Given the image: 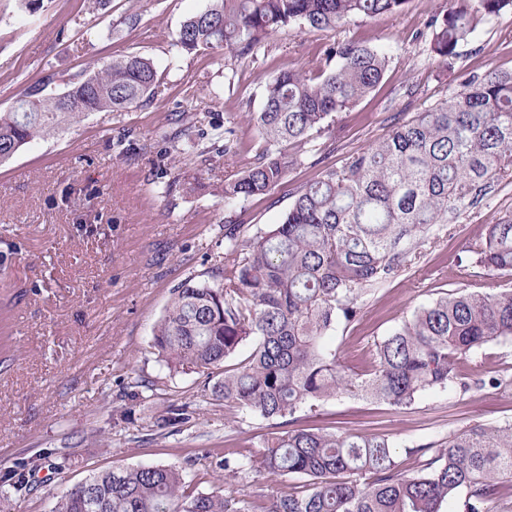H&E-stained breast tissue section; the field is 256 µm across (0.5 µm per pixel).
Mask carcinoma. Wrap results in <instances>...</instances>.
Segmentation results:
<instances>
[{
	"mask_svg": "<svg viewBox=\"0 0 512 512\" xmlns=\"http://www.w3.org/2000/svg\"><path fill=\"white\" fill-rule=\"evenodd\" d=\"M408 0H210L187 18L172 46L179 53L250 54L260 40L290 26L334 29L355 18L401 11ZM512 0H456L434 17L432 52L444 59L469 41L473 13L497 16ZM336 65L316 78L280 70L267 81L253 116L267 148L261 161L224 182V203L264 194L284 178L285 147L330 128L383 79L388 56L339 43ZM158 72L145 57L124 56L66 82L54 97L33 86L0 112V162L27 144L63 131L91 112L117 111L149 99ZM512 176V72L473 74L450 98L394 127L383 140L350 155L305 186L278 224L244 240L224 233V280L185 282L153 332L168 366L205 373L211 396L272 422L258 442L224 454V471L245 479L264 473L279 485L254 498L223 490L184 492L176 465L119 467L91 475L58 497L53 512H493L512 495V424L474 423L446 441L404 448L380 433L294 429L296 414L340 395L401 409L431 390L468 392L488 380L464 363L491 343H512V288L487 293L486 275L512 279V220L485 225L463 268L471 288L417 307L375 343L367 369L342 364L324 336L362 314V298L421 257L432 229L451 237L458 216L478 207ZM251 351L236 356L245 346ZM39 459L0 476L16 493Z\"/></svg>",
	"mask_w": 512,
	"mask_h": 512,
	"instance_id": "1",
	"label": "carcinoma"
}]
</instances>
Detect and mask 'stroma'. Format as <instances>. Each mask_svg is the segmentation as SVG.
Returning a JSON list of instances; mask_svg holds the SVG:
<instances>
[{
    "instance_id": "1",
    "label": "stroma",
    "mask_w": 512,
    "mask_h": 512,
    "mask_svg": "<svg viewBox=\"0 0 512 512\" xmlns=\"http://www.w3.org/2000/svg\"><path fill=\"white\" fill-rule=\"evenodd\" d=\"M209 0H40L36 12L0 0V110L45 82L112 57L153 60L158 81L147 104L95 112L0 163V474L54 450L65 466L43 467L28 493L0 487V512H52L56 498L92 474L168 465L186 472L187 491L221 487L254 496L272 480L228 477L224 450L266 431L261 418L213 400L205 375L173 373L152 345L153 331L181 283L222 282L224 232L248 239L279 223L297 192L347 157L382 140L392 126L446 100L473 74L512 72V12L475 14L473 37L450 59L430 50L433 15L448 0H408L398 13L356 19L333 30L288 26L253 54H177L183 21ZM361 43L389 65L375 89L336 115L331 132L301 147L269 193L232 205L219 190L256 164L265 148L251 115L278 69L317 74L329 47ZM233 129L229 152L213 142ZM512 215V177L461 215L454 238L363 298L359 321L328 343L344 364L368 362L377 339L443 292L467 288L458 267L483 232ZM188 423H172L175 410ZM512 423V387L435 390L408 410L347 395L301 411L298 427L380 432L399 446L448 438L472 423Z\"/></svg>"
}]
</instances>
